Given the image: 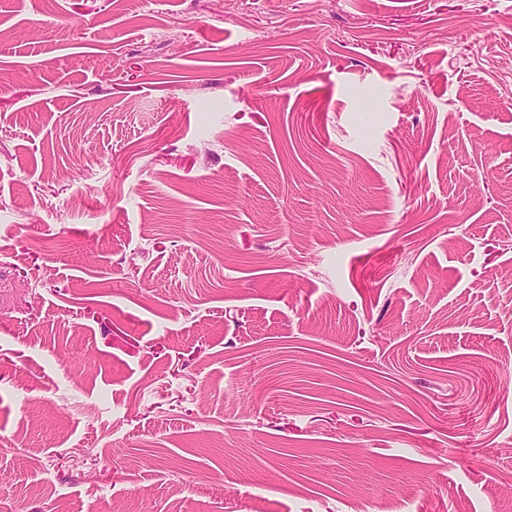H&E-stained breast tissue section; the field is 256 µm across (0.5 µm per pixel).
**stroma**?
Here are the masks:
<instances>
[{"instance_id": "35a3bbf8", "label": "stroma", "mask_w": 512, "mask_h": 512, "mask_svg": "<svg viewBox=\"0 0 512 512\" xmlns=\"http://www.w3.org/2000/svg\"><path fill=\"white\" fill-rule=\"evenodd\" d=\"M512 506V0H0V512Z\"/></svg>"}]
</instances>
